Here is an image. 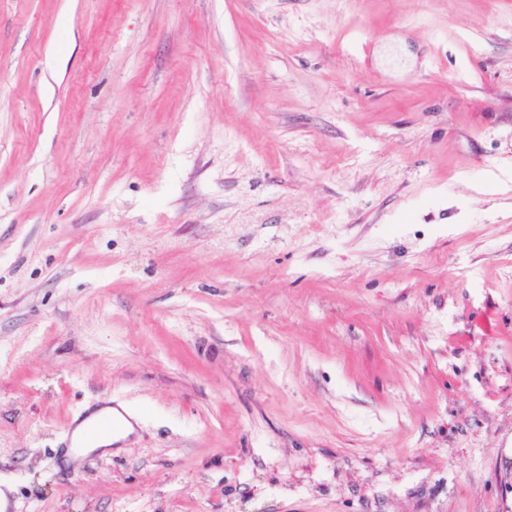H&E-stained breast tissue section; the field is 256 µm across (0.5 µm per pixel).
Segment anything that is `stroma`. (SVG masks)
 <instances>
[{
	"mask_svg": "<svg viewBox=\"0 0 512 512\" xmlns=\"http://www.w3.org/2000/svg\"><path fill=\"white\" fill-rule=\"evenodd\" d=\"M0 475L512 512V0H0ZM112 415L121 420L123 424L119 435L113 436L112 430L103 432L91 441L92 448H87L89 451L98 450L103 455H111L113 442L134 432L132 424L123 417L119 410L113 409L112 406H104L79 422L72 432L73 443L85 439L87 428L91 424L98 422L103 417L112 419Z\"/></svg>",
	"mask_w": 512,
	"mask_h": 512,
	"instance_id": "stroma-1",
	"label": "stroma"
}]
</instances>
